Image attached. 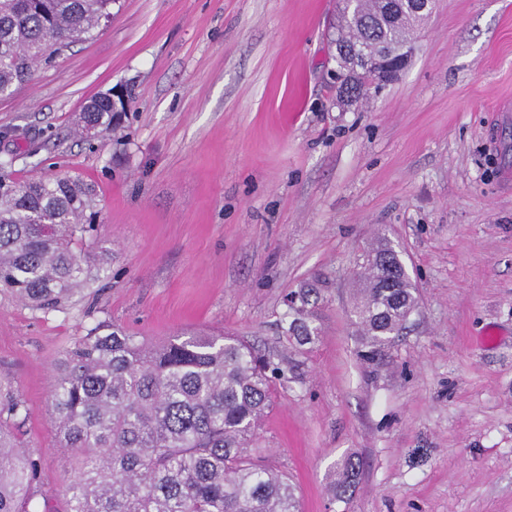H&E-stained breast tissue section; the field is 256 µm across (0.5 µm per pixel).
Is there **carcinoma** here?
Returning a JSON list of instances; mask_svg holds the SVG:
<instances>
[{
  "mask_svg": "<svg viewBox=\"0 0 512 512\" xmlns=\"http://www.w3.org/2000/svg\"><path fill=\"white\" fill-rule=\"evenodd\" d=\"M114 0H0V97L33 81L39 66L112 18ZM417 18L386 12L379 0H337L331 43L344 49L336 85L364 99L375 75L366 60L412 42ZM113 102L97 95L81 107L78 127L115 134ZM99 200L78 176L19 182L0 173V288L48 314L99 279L110 253L95 245ZM355 317L372 359L404 329L417 307L395 250L365 255ZM320 290L288 292L285 335L298 348L318 336L312 318ZM294 366L235 336L181 333L151 344L99 322L55 363L51 411L59 444L73 451L59 512H299L288 476L255 455L262 418L277 382ZM26 402L0 385V512H36L40 460L21 445ZM359 462L348 457L330 474L333 499L346 501Z\"/></svg>",
  "mask_w": 512,
  "mask_h": 512,
  "instance_id": "cac0c4a2",
  "label": "carcinoma"
}]
</instances>
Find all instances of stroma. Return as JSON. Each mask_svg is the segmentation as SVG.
Masks as SVG:
<instances>
[{"mask_svg": "<svg viewBox=\"0 0 512 512\" xmlns=\"http://www.w3.org/2000/svg\"><path fill=\"white\" fill-rule=\"evenodd\" d=\"M336 0H114L112 18L0 98L12 178L80 175L111 274L49 314L0 292V383L29 411L50 512L74 466L52 364L96 322L158 344L222 331L298 364L258 432L301 512H512V0H435L402 77L342 109ZM129 91L120 137L72 130ZM389 243L418 306L363 363L366 246ZM323 283L319 334L284 336L289 291ZM360 462L348 502L329 475Z\"/></svg>", "mask_w": 512, "mask_h": 512, "instance_id": "stroma-1", "label": "stroma"}]
</instances>
